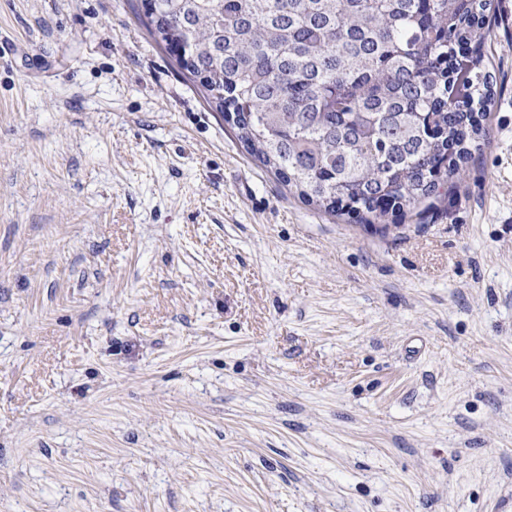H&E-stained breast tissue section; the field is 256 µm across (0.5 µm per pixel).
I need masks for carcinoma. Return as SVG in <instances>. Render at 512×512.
Masks as SVG:
<instances>
[{
    "label": "carcinoma",
    "instance_id": "carcinoma-1",
    "mask_svg": "<svg viewBox=\"0 0 512 512\" xmlns=\"http://www.w3.org/2000/svg\"><path fill=\"white\" fill-rule=\"evenodd\" d=\"M491 0H142L154 34L308 203L385 224L440 196L494 100ZM470 61L454 88V54Z\"/></svg>",
    "mask_w": 512,
    "mask_h": 512
}]
</instances>
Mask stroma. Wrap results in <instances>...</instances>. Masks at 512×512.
Returning a JSON list of instances; mask_svg holds the SVG:
<instances>
[{
    "instance_id": "1",
    "label": "stroma",
    "mask_w": 512,
    "mask_h": 512,
    "mask_svg": "<svg viewBox=\"0 0 512 512\" xmlns=\"http://www.w3.org/2000/svg\"><path fill=\"white\" fill-rule=\"evenodd\" d=\"M140 4L0 0V512H512V0L463 178L385 231Z\"/></svg>"
}]
</instances>
